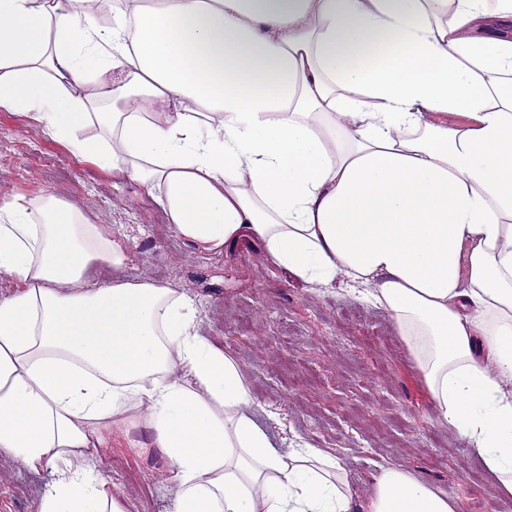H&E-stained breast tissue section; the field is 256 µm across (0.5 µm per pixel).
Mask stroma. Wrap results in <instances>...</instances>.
I'll return each mask as SVG.
<instances>
[{
    "mask_svg": "<svg viewBox=\"0 0 512 512\" xmlns=\"http://www.w3.org/2000/svg\"><path fill=\"white\" fill-rule=\"evenodd\" d=\"M52 195L102 224L124 252L103 277L141 279L190 294L202 335L229 348L252 412L276 447L303 439L345 467L360 512L380 467L400 466L458 505L512 512V496L475 448L444 422L389 315L358 302L343 280L312 288L245 238L219 254L187 246L136 184L74 154L26 115L0 110V200ZM376 338L365 346L367 335ZM113 430L93 467L129 512H170L175 485L160 454ZM50 472L0 456V512H38Z\"/></svg>",
    "mask_w": 512,
    "mask_h": 512,
    "instance_id": "stroma-1",
    "label": "stroma"
}]
</instances>
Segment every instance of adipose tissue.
Returning a JSON list of instances; mask_svg holds the SVG:
<instances>
[{
	"mask_svg": "<svg viewBox=\"0 0 512 512\" xmlns=\"http://www.w3.org/2000/svg\"><path fill=\"white\" fill-rule=\"evenodd\" d=\"M0 0V110L141 187L205 253L242 236L386 309L444 421L512 495V0ZM92 135H85V128ZM60 199L0 202V454L39 512H129L91 468L142 427L171 512H350L330 453L274 447L185 292ZM364 512H457L380 468Z\"/></svg>",
	"mask_w": 512,
	"mask_h": 512,
	"instance_id": "1",
	"label": "adipose tissue"
}]
</instances>
